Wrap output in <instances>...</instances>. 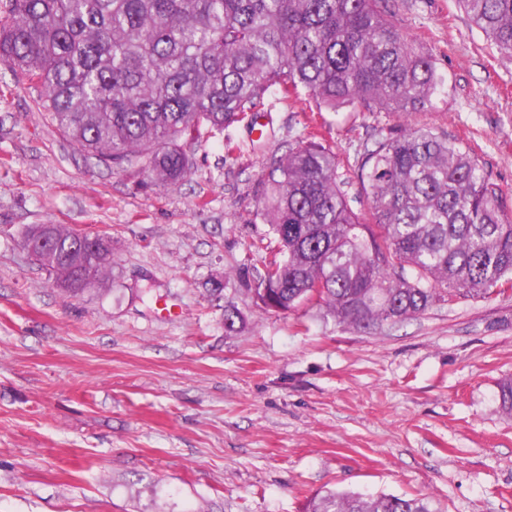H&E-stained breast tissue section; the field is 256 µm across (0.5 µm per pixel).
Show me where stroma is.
Listing matches in <instances>:
<instances>
[{"label": "stroma", "instance_id": "stroma-1", "mask_svg": "<svg viewBox=\"0 0 512 512\" xmlns=\"http://www.w3.org/2000/svg\"><path fill=\"white\" fill-rule=\"evenodd\" d=\"M388 6L445 91L425 112L325 113L324 143L347 174L427 127L512 204V62L454 0ZM39 94L0 64V512H304L329 490L512 512V290L371 333L259 306L257 182L306 136L309 102L267 100L261 141L236 124L190 147L181 184L143 188L65 139ZM36 224L108 237L111 274L69 296L22 245Z\"/></svg>", "mask_w": 512, "mask_h": 512}]
</instances>
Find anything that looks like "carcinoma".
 <instances>
[{
	"label": "carcinoma",
	"mask_w": 512,
	"mask_h": 512,
	"mask_svg": "<svg viewBox=\"0 0 512 512\" xmlns=\"http://www.w3.org/2000/svg\"><path fill=\"white\" fill-rule=\"evenodd\" d=\"M386 0H7L0 63L40 88L63 136L142 185L191 172L187 144L251 120L272 95L318 110L422 112L445 85L431 53L392 23ZM512 60V0H457ZM356 213L332 147L312 136L271 160L256 215L277 252L257 273L265 309L314 303L372 330L457 296L512 288V209L465 143L430 129L366 149ZM55 282L99 283L112 258L54 225ZM307 512H437L428 496L328 491Z\"/></svg>",
	"instance_id": "carcinoma-1"
}]
</instances>
